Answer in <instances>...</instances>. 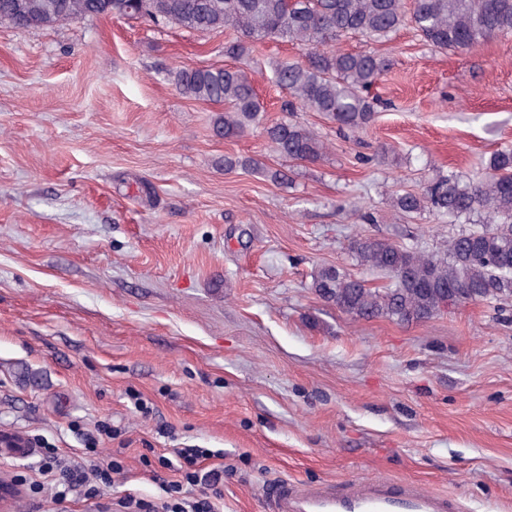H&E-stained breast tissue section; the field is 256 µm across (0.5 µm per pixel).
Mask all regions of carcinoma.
Wrapping results in <instances>:
<instances>
[{
    "label": "carcinoma",
    "mask_w": 512,
    "mask_h": 512,
    "mask_svg": "<svg viewBox=\"0 0 512 512\" xmlns=\"http://www.w3.org/2000/svg\"><path fill=\"white\" fill-rule=\"evenodd\" d=\"M110 16L192 32H234L224 55L245 59L252 45L281 40L303 50L301 61L274 65L277 86L288 94L287 111L318 112L338 129H364L375 104L370 88L388 69L370 52L335 49L353 35L387 40L412 27L434 50L470 49L491 39L512 37V0H0V25L42 28L46 19ZM180 94L224 105L215 132L238 138L259 126L274 150L290 161L314 162L324 144L310 127L288 120L262 126L265 112L251 73L243 67H183L175 72ZM262 170L274 182L278 171L261 169L253 158L224 156V169ZM403 216L431 211L450 224L481 217V224L448 239L444 253H429L385 238H361L352 253L361 266L390 278L370 288L344 269L328 265L312 276L311 288L324 301L355 318L418 322L442 312L445 303L466 304L512 298V147L493 152L484 174L464 180L448 174L420 190L397 194Z\"/></svg>",
    "instance_id": "1"
}]
</instances>
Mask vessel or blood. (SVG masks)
<instances>
[{"label": "vessel or blood", "instance_id": "b4317fda", "mask_svg": "<svg viewBox=\"0 0 512 512\" xmlns=\"http://www.w3.org/2000/svg\"><path fill=\"white\" fill-rule=\"evenodd\" d=\"M448 495L428 492L407 481L373 479L300 488L285 485L277 512H457Z\"/></svg>", "mask_w": 512, "mask_h": 512}]
</instances>
